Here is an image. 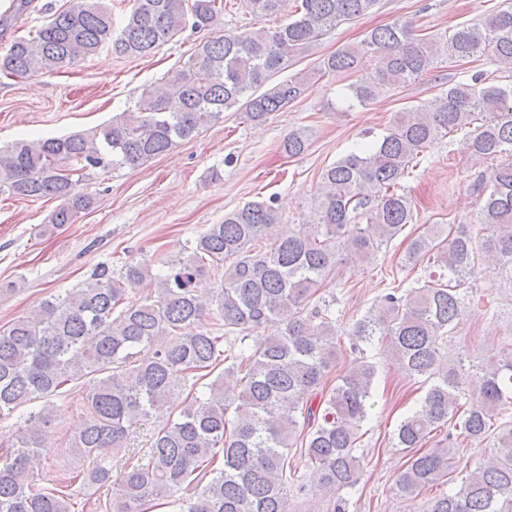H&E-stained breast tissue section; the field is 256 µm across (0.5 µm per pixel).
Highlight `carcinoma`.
Segmentation results:
<instances>
[{"mask_svg":"<svg viewBox=\"0 0 512 512\" xmlns=\"http://www.w3.org/2000/svg\"><path fill=\"white\" fill-rule=\"evenodd\" d=\"M32 0H13L0 28L17 26ZM244 0L256 19L196 46L194 55L159 89L82 133L22 139L0 147V194L61 201L51 223L71 224L93 198L78 189L90 171L135 168L168 153L178 142L236 109L261 125L300 100L313 81L356 73L349 106H367L383 93L429 74L441 52L459 61L486 54L512 66V5L484 24H457L435 35L410 21L370 30L360 45L342 47L315 67L273 82L341 24L370 14L378 0ZM232 0H130L115 29L101 0H71L36 29L16 35L0 55V74L25 78L58 71L97 55L107 44L125 57L147 56L186 27L209 30ZM466 132L471 156L498 160L477 186L473 224H428L414 237L401 267L424 275L416 286L385 289L341 330L336 299L320 287L345 255L376 261L382 246L412 223L400 181L410 165L443 137ZM310 136L296 130L283 142L302 155ZM280 216L273 201L250 202L211 224L186 247V258L159 255L130 262L112 275L97 270L80 288L41 300L28 314L0 326V421L36 403L15 430L0 434V512H72L60 483L34 480L44 456L40 432L53 417L51 397L88 379L83 424L69 442L79 461L101 453L85 481L112 488L104 512H149L156 500L189 491L181 512H295L294 496L329 500V512H347L341 495L359 483L361 428L371 409L375 346L408 377L429 382L418 408L394 431L395 447L411 453L395 480L407 500L448 476L457 440L488 449L459 486L427 501L425 512H512V421L491 420L512 410V342L489 351L479 364L447 357L448 338L474 295L461 282L481 272L512 284V84H448L434 112L407 109L386 132L322 173L314 216L265 242ZM224 271L216 298L203 301L196 280ZM156 288L136 297L145 280ZM211 318V328L183 329ZM263 326L276 333L253 349L236 348L230 335ZM359 355L329 382L342 346ZM216 374L184 400L187 383ZM473 401L466 405L461 399ZM177 417L152 436L149 461L129 457L112 478L109 450L125 447L131 427L156 412ZM449 431L438 441L432 433ZM432 448H427V445ZM300 449V455L291 453ZM316 473V484L307 472Z\"/></svg>","mask_w":512,"mask_h":512,"instance_id":"obj_1","label":"carcinoma"}]
</instances>
